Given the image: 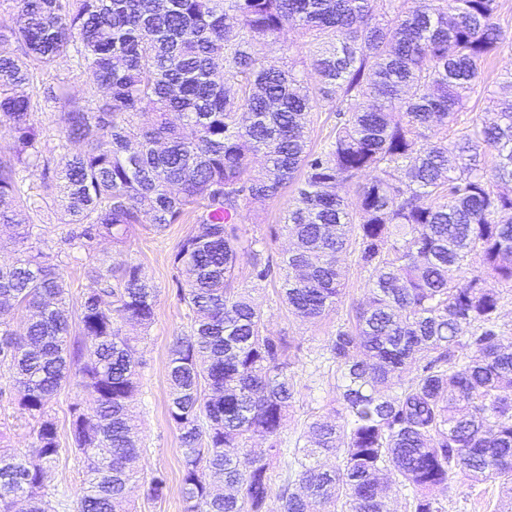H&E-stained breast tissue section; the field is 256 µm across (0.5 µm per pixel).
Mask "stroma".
Segmentation results:
<instances>
[{
    "label": "stroma",
    "instance_id": "stroma-1",
    "mask_svg": "<svg viewBox=\"0 0 512 512\" xmlns=\"http://www.w3.org/2000/svg\"><path fill=\"white\" fill-rule=\"evenodd\" d=\"M64 85L70 98L80 103L91 100L93 92L81 71L74 53H67L59 64L49 70L36 71L28 88L35 104L36 119L41 124L48 145H56L60 139V116L65 103L49 102L44 98L46 87ZM25 187L30 197V220L37 226L41 240L50 253L58 255L61 269L70 285L71 304H79L85 285L83 270L90 258L114 257L111 239L100 240L93 256L69 250L64 239L69 231L62 224L57 203L43 192L42 174L32 169L25 174ZM294 195L293 188H286L278 198L252 204L242 229L247 235L262 238L265 251L278 255L289 244L283 217ZM195 230L192 223L170 225L162 233L137 229L127 245V254L140 264L146 277L158 290L155 321L145 341L138 344V356L143 365L140 373L139 392L134 402L138 416L139 433L144 452L140 467L144 473L161 470L167 473L169 487L166 496L159 501L144 499L141 489H134L131 498L136 512H184L181 472L183 457L179 435L171 424L167 408L169 399L168 362L170 349L176 337L188 334L190 316L185 304L177 297L180 274L173 265V255L180 244ZM345 268V293L335 312L318 321H303L294 316L280 303L274 281L252 283L250 262L242 260L238 278L242 284L253 285V297L261 304L268 329L275 335L286 337L298 351L293 369L299 383H306L309 375L321 362L323 346L329 336L335 335L338 325L346 323L353 306L365 302L367 290L365 277L355 263L354 255L343 260ZM9 376L0 370V448L28 451L32 443V422L21 413L18 402L8 394ZM333 395L327 384L317 385L314 391L300 396L290 411V420L282 434L286 446H293L310 413H330ZM80 403L84 410H92L94 401L90 393L66 386L51 404L61 440V451L48 473L47 484L52 494L55 512H73V504L85 479V462L71 448V406ZM501 485L490 479L477 486L469 482L457 483L447 501L446 512H490L498 503Z\"/></svg>",
    "mask_w": 512,
    "mask_h": 512
}]
</instances>
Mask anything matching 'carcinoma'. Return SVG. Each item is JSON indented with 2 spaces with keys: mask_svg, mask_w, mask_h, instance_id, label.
<instances>
[{
  "mask_svg": "<svg viewBox=\"0 0 512 512\" xmlns=\"http://www.w3.org/2000/svg\"><path fill=\"white\" fill-rule=\"evenodd\" d=\"M500 0H0V233L25 238L24 173L52 174L69 245L125 246L138 224L196 232L174 256L189 334L169 359L168 416L179 433L185 512H385L393 487L409 512H445L438 488L460 478L512 495V103L448 141L488 59L504 45ZM296 31L317 75L266 53ZM102 97L61 113L47 146L24 88L69 50ZM333 104L319 152L312 114ZM493 155L486 164L487 154ZM295 197L293 250L274 262L246 239L243 212ZM354 189L349 209L343 191ZM356 254L368 299L325 344L341 422L315 416L285 460L281 435L298 386L292 346L237 281L279 270L289 312L317 320L342 294ZM470 271L466 285L456 274ZM80 306L41 250L0 265V369L34 421V456L0 448V512H53L47 466L60 454L49 404L72 378L95 400L73 406L86 462L76 512H124L140 477L132 343L155 320L156 289L126 257L89 263ZM28 312L23 330L9 310ZM266 443L256 453L250 443ZM333 458L336 464L328 466ZM284 462L280 472L274 463Z\"/></svg>",
  "mask_w": 512,
  "mask_h": 512,
  "instance_id": "1",
  "label": "carcinoma"
}]
</instances>
